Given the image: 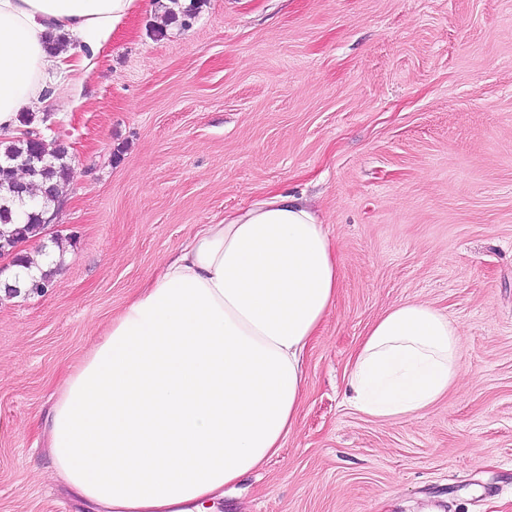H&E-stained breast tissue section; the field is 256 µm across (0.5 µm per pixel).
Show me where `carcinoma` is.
<instances>
[{"mask_svg":"<svg viewBox=\"0 0 512 512\" xmlns=\"http://www.w3.org/2000/svg\"><path fill=\"white\" fill-rule=\"evenodd\" d=\"M35 115L21 114L22 123L28 126V136L16 137L7 145L0 146V158L13 161L12 167L0 168V248H11L18 242L27 241L44 234V216L51 204L60 198L61 185L70 181V164L65 152L50 147L39 130L31 127ZM31 154L43 155V163L35 170L24 166L23 160ZM25 171L30 178V185L45 191L52 190L53 195L42 196L38 207L26 213L22 224L14 221V208L23 204L18 191L23 184L15 179V171Z\"/></svg>","mask_w":512,"mask_h":512,"instance_id":"1","label":"carcinoma"}]
</instances>
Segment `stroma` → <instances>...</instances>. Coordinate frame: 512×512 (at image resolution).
Here are the masks:
<instances>
[{
  "instance_id": "obj_1",
  "label": "stroma",
  "mask_w": 512,
  "mask_h": 512,
  "mask_svg": "<svg viewBox=\"0 0 512 512\" xmlns=\"http://www.w3.org/2000/svg\"><path fill=\"white\" fill-rule=\"evenodd\" d=\"M44 109L72 176L0 296V512H83L43 420L68 371L198 229L309 200L341 286L280 453L219 512H512V0H143ZM406 301L460 329L461 376L401 420L347 401Z\"/></svg>"
}]
</instances>
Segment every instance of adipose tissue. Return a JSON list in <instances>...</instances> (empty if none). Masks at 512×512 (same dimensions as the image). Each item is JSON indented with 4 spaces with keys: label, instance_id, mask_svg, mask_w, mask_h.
Segmentation results:
<instances>
[{
    "label": "adipose tissue",
    "instance_id": "adipose-tissue-1",
    "mask_svg": "<svg viewBox=\"0 0 512 512\" xmlns=\"http://www.w3.org/2000/svg\"><path fill=\"white\" fill-rule=\"evenodd\" d=\"M137 0H0V139L38 109L49 70L87 69ZM69 46L48 53L49 35ZM329 232L272 191L213 224L135 294L65 377L45 420L59 481L91 512H218L282 449L304 356L340 288ZM458 328L392 307L352 361V404L409 418L456 384Z\"/></svg>",
    "mask_w": 512,
    "mask_h": 512
}]
</instances>
